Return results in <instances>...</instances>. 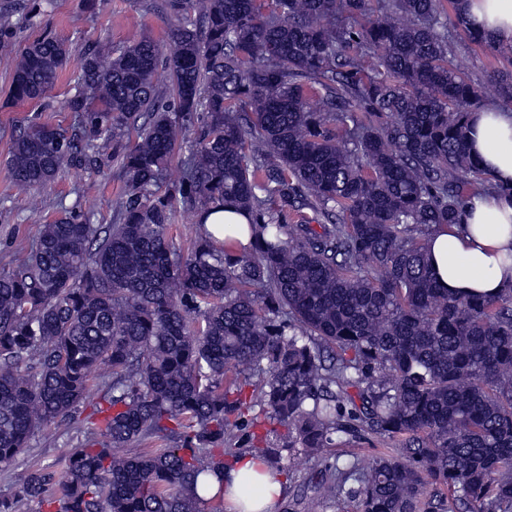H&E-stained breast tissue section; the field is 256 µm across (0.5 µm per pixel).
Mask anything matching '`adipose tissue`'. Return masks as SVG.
Masks as SVG:
<instances>
[{"label": "adipose tissue", "mask_w": 512, "mask_h": 512, "mask_svg": "<svg viewBox=\"0 0 512 512\" xmlns=\"http://www.w3.org/2000/svg\"><path fill=\"white\" fill-rule=\"evenodd\" d=\"M475 28L504 46L512 45V0H464ZM473 154L493 182L512 184V109L496 105L476 112L469 133ZM432 269L441 287L458 294L499 296L512 288V197L488 192L473 199L460 223L432 230L426 238ZM251 480V496L242 495ZM211 488H223L229 512H275L283 478L249 454L209 475Z\"/></svg>", "instance_id": "obj_1"}]
</instances>
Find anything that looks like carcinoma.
Returning a JSON list of instances; mask_svg holds the SVG:
<instances>
[{"mask_svg": "<svg viewBox=\"0 0 512 512\" xmlns=\"http://www.w3.org/2000/svg\"><path fill=\"white\" fill-rule=\"evenodd\" d=\"M449 3L451 20L444 0H161L178 20L165 45L143 33L74 63L55 38L17 51V100L74 65L78 124L19 132L14 185L95 166L107 143L124 182L114 223L67 212L0 272V468L58 421L86 434L15 473L24 498L221 512L224 488L202 477L224 473L231 433L272 467L278 448L370 430L396 452L332 465L319 502L512 512V291L448 292L425 243L494 187L470 151L481 91L452 31L500 46ZM494 81L512 108V72ZM226 204L252 248L228 250L235 227L176 245L177 208L201 225Z\"/></svg>", "mask_w": 512, "mask_h": 512, "instance_id": "cac0c4a2", "label": "carcinoma"}]
</instances>
